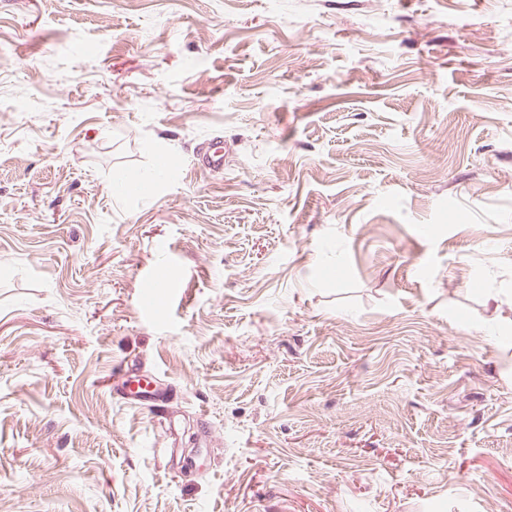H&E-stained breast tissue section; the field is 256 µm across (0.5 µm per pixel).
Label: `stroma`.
<instances>
[{"label":"stroma","mask_w":512,"mask_h":512,"mask_svg":"<svg viewBox=\"0 0 512 512\" xmlns=\"http://www.w3.org/2000/svg\"><path fill=\"white\" fill-rule=\"evenodd\" d=\"M490 296L512 0H0V512H512ZM198 152L193 156L194 166L203 171H221L224 169V145L216 137L208 139L201 144ZM121 370L126 375L125 380L113 391L123 403L138 408L141 404L162 401L165 397V389L159 388L149 376L136 368L134 361L122 363ZM132 383H135L136 386L132 387Z\"/></svg>","instance_id":"stroma-1"}]
</instances>
